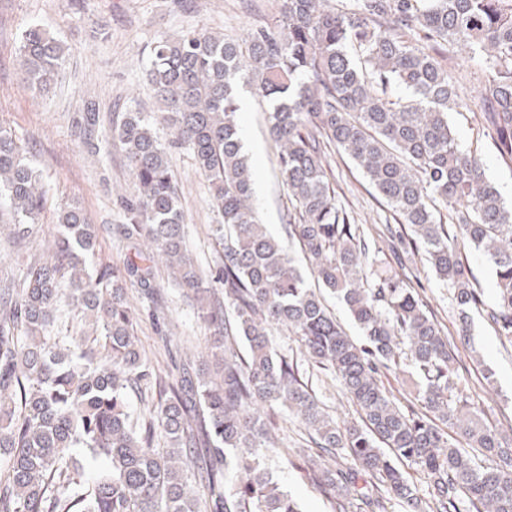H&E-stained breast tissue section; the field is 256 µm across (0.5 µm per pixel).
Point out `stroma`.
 Masks as SVG:
<instances>
[{
  "mask_svg": "<svg viewBox=\"0 0 512 512\" xmlns=\"http://www.w3.org/2000/svg\"><path fill=\"white\" fill-rule=\"evenodd\" d=\"M277 11L278 0H0V124L21 139L50 183V200L39 217L36 235L18 246L0 230V281L20 278L27 256L41 252L45 239L57 232L56 206L63 201L78 203L98 224L99 255L123 265L134 248L118 232L123 210L116 196L129 188L130 178L120 151L96 156L85 147L76 125L85 102L92 99L98 104L103 131L121 113L155 111L146 88V71L157 38L200 28L236 38L256 25L272 22ZM33 22L42 23L68 47L61 73L45 97L33 95L22 82L17 61L16 38ZM239 106L245 151L255 170V205L264 224L281 237L287 194L277 177L266 104L245 89ZM449 121L461 146L476 150L487 179L512 204V165L502 162L479 117L464 110L450 113ZM330 163L338 200L361 224L370 229L398 224V217L346 155L333 153ZM170 165L181 191L187 248L203 268L213 267L219 248L212 226L219 217L209 206L206 184L196 174L187 151H173ZM376 262L395 270L404 265L416 274L420 296L448 335L458 340L459 371L486 422L511 428L512 345L501 341L478 314L472 317L469 336L459 339L461 326L447 286L414 250L387 249L377 255ZM156 290L162 304L157 318L150 300L141 297L137 288L129 290L145 358L152 365L167 367L201 357L209 336L196 307L166 277L157 279ZM166 335L173 337L174 347L164 346ZM299 369L333 415L357 419L355 406L329 373L305 362ZM274 474L302 512H330L326 498L303 470L278 467Z\"/></svg>",
  "mask_w": 512,
  "mask_h": 512,
  "instance_id": "35a3bbf8",
  "label": "stroma"
}]
</instances>
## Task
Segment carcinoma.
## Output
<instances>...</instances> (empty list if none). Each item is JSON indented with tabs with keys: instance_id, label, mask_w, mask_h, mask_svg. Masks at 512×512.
Here are the masks:
<instances>
[{
	"instance_id": "obj_1",
	"label": "carcinoma",
	"mask_w": 512,
	"mask_h": 512,
	"mask_svg": "<svg viewBox=\"0 0 512 512\" xmlns=\"http://www.w3.org/2000/svg\"><path fill=\"white\" fill-rule=\"evenodd\" d=\"M454 50L483 63L471 98L448 71ZM18 55L23 82L45 94L66 46L33 24ZM148 82L159 120L126 112L100 133L96 112L82 115L90 149L124 155L136 191L118 230L138 250L121 267L96 260L98 225L60 203L48 257H30L18 281L0 285V512H301L267 465L292 460L266 408L308 430L316 452L304 456L305 468L332 512H386L387 495L397 512H512V439L461 398L455 343L416 289L396 271L373 269L377 249L336 199L326 166L331 144L352 159L448 285L464 326L481 304L460 250L480 251L497 284L495 305L481 310L512 344V207L448 121L450 111L480 113L500 158L512 163V0H281L275 27L243 39L206 29L158 39ZM251 84L267 102L288 194L286 245L257 217L242 151L238 89ZM392 87L406 95L391 99ZM158 121L171 139L159 136ZM173 148L190 152L220 217V261L209 273L185 245ZM0 200L16 216L14 240L38 232L48 201L43 171L2 125ZM162 267L210 335L202 360L178 368L172 382L142 355L128 297L130 287L153 295ZM326 294L364 343L347 334ZM71 305L91 329L86 344L51 341L58 313ZM279 327L335 376L360 420L326 411L275 345ZM391 371L413 382L415 402L404 406L384 387ZM145 387L157 401L134 416L129 394ZM158 432L167 447H154ZM90 458L107 466L89 485ZM395 459L426 474L424 492Z\"/></svg>"
}]
</instances>
